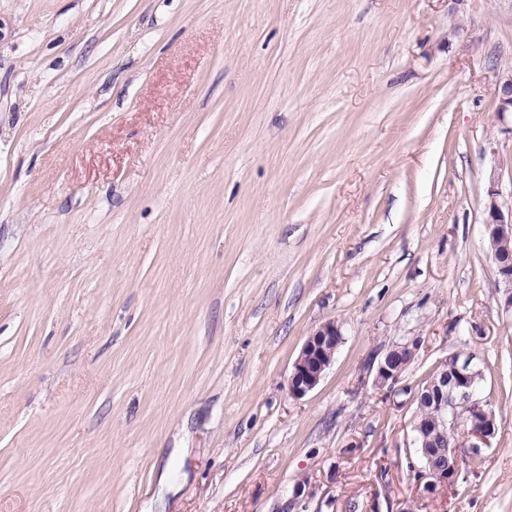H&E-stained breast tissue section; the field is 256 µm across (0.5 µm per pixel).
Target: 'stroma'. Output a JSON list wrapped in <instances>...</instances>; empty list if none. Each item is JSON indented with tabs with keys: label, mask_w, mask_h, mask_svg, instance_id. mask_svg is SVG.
<instances>
[{
	"label": "stroma",
	"mask_w": 512,
	"mask_h": 512,
	"mask_svg": "<svg viewBox=\"0 0 512 512\" xmlns=\"http://www.w3.org/2000/svg\"><path fill=\"white\" fill-rule=\"evenodd\" d=\"M507 66L512 0H0V512H512ZM455 355L497 428L429 492ZM498 112H512V69L502 70L494 88ZM499 176L492 175L486 190L485 233L493 252L498 282L504 289V303L512 307V190L510 207L504 211ZM509 242L511 249L508 248ZM338 336H343L340 327L329 321L307 338L288 378V390L293 396H304L319 385L341 344ZM420 341L413 339L405 343H398L377 362L375 369V382L384 388H392L400 379L403 372L411 362Z\"/></svg>",
	"instance_id": "35a3bbf8"
}]
</instances>
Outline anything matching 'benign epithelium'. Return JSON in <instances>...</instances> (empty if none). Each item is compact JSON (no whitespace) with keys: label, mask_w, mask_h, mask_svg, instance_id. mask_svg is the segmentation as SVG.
Masks as SVG:
<instances>
[{"label":"benign epithelium","mask_w":512,"mask_h":512,"mask_svg":"<svg viewBox=\"0 0 512 512\" xmlns=\"http://www.w3.org/2000/svg\"><path fill=\"white\" fill-rule=\"evenodd\" d=\"M498 111L512 112V69L501 72L494 88ZM502 191L499 177L492 176L486 190L484 222L485 233L493 252L498 282L504 288V303L512 307V206L501 202ZM341 329L329 321L314 331L303 344L288 378V390L295 397H302L317 387L332 366L340 345ZM420 344L413 339L398 343L377 362L375 382L384 388L393 387L411 362ZM471 363L454 361L439 369V374L424 385L416 394L417 399L428 402L437 417L422 421L411 419V444L422 449V456L430 459L439 452L447 458L446 465L423 474L425 488L433 490L437 485H451L456 467V444L448 438H456L464 431L472 438L484 441L495 433V415L485 409L478 398L477 385L470 375Z\"/></svg>","instance_id":"benign-epithelium-1"}]
</instances>
